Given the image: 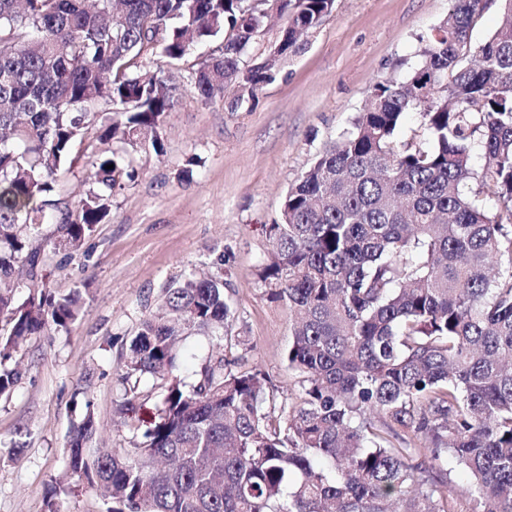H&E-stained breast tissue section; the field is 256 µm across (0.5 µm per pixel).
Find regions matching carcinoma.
Masks as SVG:
<instances>
[{
  "label": "carcinoma",
  "mask_w": 512,
  "mask_h": 512,
  "mask_svg": "<svg viewBox=\"0 0 512 512\" xmlns=\"http://www.w3.org/2000/svg\"><path fill=\"white\" fill-rule=\"evenodd\" d=\"M418 36L419 62L377 83L338 140L289 187L260 279L288 309V368L298 401L274 419L257 371L209 357L186 386L189 331L224 334L231 308L220 272L167 284L162 309L131 340L118 408L159 381L162 407L135 448L86 453L92 400L69 434L54 493L83 482L107 512H512V0L498 28L471 33L493 0H451ZM334 0H0V395L34 335L68 332L77 289L46 287L51 255L78 253L134 180L130 153L164 146L176 86L143 63L173 64L218 36L220 54L190 86L236 111L279 60L332 14ZM286 25L261 60L241 56L268 20ZM421 121L406 139V116ZM125 153H91L95 187L72 207L51 199L90 125ZM482 152L480 169L472 164ZM478 184L471 193L469 183ZM54 230L45 235L43 225ZM421 440L396 445L402 432ZM463 475L448 481V460Z\"/></svg>",
  "instance_id": "1"
}]
</instances>
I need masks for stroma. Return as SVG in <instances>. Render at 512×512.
<instances>
[{
    "label": "stroma",
    "mask_w": 512,
    "mask_h": 512,
    "mask_svg": "<svg viewBox=\"0 0 512 512\" xmlns=\"http://www.w3.org/2000/svg\"><path fill=\"white\" fill-rule=\"evenodd\" d=\"M450 0H335L332 14L280 60L251 106L202 102L190 73L221 39L178 63L157 59L178 88L161 122L162 155L135 157L137 177L116 190L110 214L74 257L55 256L49 286L81 289L71 332L34 336L16 353L22 378L0 396V512H44L45 495L66 469L65 446L91 397L92 446L132 448L142 433L115 411L116 380L141 320L157 313L169 281L213 272L224 257V297L232 317L223 338L202 332L183 344L197 361L218 353L265 374L282 398H296L289 369L288 311L258 276L270 245L264 225L280 218L288 188L317 153L349 128L374 84L400 80L418 35L448 14Z\"/></svg>",
    "instance_id": "obj_1"
}]
</instances>
